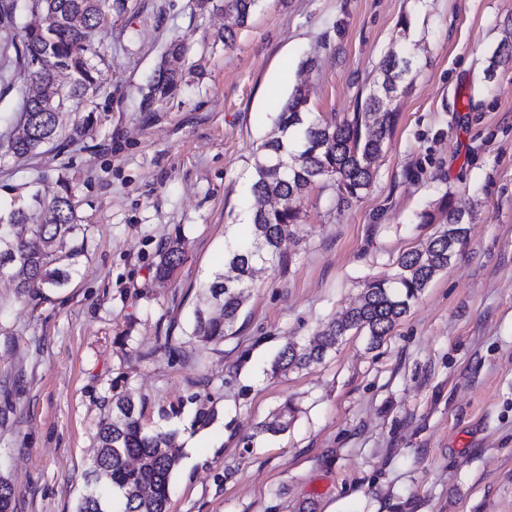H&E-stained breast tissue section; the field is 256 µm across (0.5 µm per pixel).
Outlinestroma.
Instances as JSON below:
<instances>
[{
	"label": "stroma",
	"instance_id": "1",
	"mask_svg": "<svg viewBox=\"0 0 512 512\" xmlns=\"http://www.w3.org/2000/svg\"><path fill=\"white\" fill-rule=\"evenodd\" d=\"M27 20L0 17V132L30 84L14 51ZM226 23L224 0L109 12L92 125L0 164L2 214L69 186L81 249L46 298L19 297L0 273V476L14 512H76L118 393L182 448L169 512H512V59L485 76L512 42V0H262L228 44ZM391 51L413 70L372 186L340 212L316 183L232 331L191 338L226 242L250 239L254 159L294 89L312 116H351ZM163 68L178 88L145 105ZM446 194L469 212L467 240L382 342L353 330L320 364L273 373L366 280L395 276ZM177 236L187 259L158 278ZM167 333L173 349L157 350ZM200 398L215 411L204 423ZM286 402L288 431L258 433Z\"/></svg>",
	"mask_w": 512,
	"mask_h": 512
}]
</instances>
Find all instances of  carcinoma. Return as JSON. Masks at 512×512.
<instances>
[{
	"mask_svg": "<svg viewBox=\"0 0 512 512\" xmlns=\"http://www.w3.org/2000/svg\"><path fill=\"white\" fill-rule=\"evenodd\" d=\"M45 21V37L31 39L23 29L17 53L27 63L38 62L30 70V79L44 89V96L55 106L80 104L104 90L93 38L106 19L105 0H39ZM259 0H224V10L232 23L224 30L244 27L258 7ZM66 60L72 78L64 91H58L52 66ZM411 70L397 68L393 52L379 64V80L356 104L350 119L337 123L309 118L307 94L296 88L280 113L277 131L262 144L255 158L251 184L253 205L249 215L252 244L246 249L230 246L228 265L237 270L234 280L217 273L205 285V293L214 306L209 313L196 311L192 336L201 342L224 339L240 314L254 273L260 266L283 263L282 241L300 219V205L319 181H328L336 189V207H349L351 201L367 191L375 176L374 163L383 145L396 128L398 113L381 106L387 97L386 84L398 78L403 84ZM178 86L176 73L159 70L148 98L165 97ZM37 113L22 112L17 126L0 133V159H23L55 143L60 137L72 142L83 136L93 121V111L78 119L63 135L54 114L38 117L39 136L29 127ZM49 218L43 224H29L31 214L23 207L0 215V271L8 270L21 288V296H40L56 291L71 277L57 263L74 258V252L60 254L76 230L74 209L67 186L45 205ZM421 223L438 225L437 231L422 247L404 253L398 262L400 272L390 281L365 283L359 304L341 318L334 319L307 345H288L280 353L274 369L308 368L320 362L345 334L353 329L368 334L378 344L387 336L411 303L431 282L435 274L448 267L465 241V209L443 195L438 212H426ZM185 261L180 239L160 253L158 271L170 275ZM142 406L126 394L112 396V416L102 420L98 430L99 451L86 472L87 491L78 502L77 512H112V501L100 495L95 486L104 481L123 495L122 512H168V487L181 457V448L171 432H148L142 421ZM294 408L288 404L258 426L261 434L276 435L288 429Z\"/></svg>",
	"mask_w": 512,
	"mask_h": 512,
	"instance_id": "carcinoma-1",
	"label": "carcinoma"
}]
</instances>
